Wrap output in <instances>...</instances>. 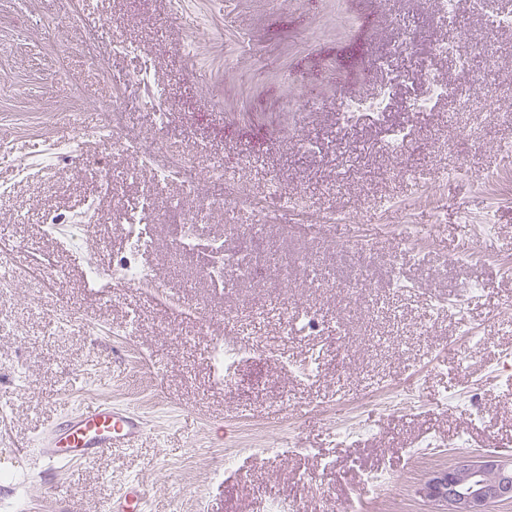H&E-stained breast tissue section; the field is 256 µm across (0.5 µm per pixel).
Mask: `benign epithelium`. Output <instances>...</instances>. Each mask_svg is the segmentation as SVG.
Returning a JSON list of instances; mask_svg holds the SVG:
<instances>
[{
  "instance_id": "benign-epithelium-1",
  "label": "benign epithelium",
  "mask_w": 512,
  "mask_h": 512,
  "mask_svg": "<svg viewBox=\"0 0 512 512\" xmlns=\"http://www.w3.org/2000/svg\"><path fill=\"white\" fill-rule=\"evenodd\" d=\"M491 470L494 482L482 480ZM419 496L437 506V512H491L512 502V457L470 452L450 466L431 471L418 488Z\"/></svg>"
}]
</instances>
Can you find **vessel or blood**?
<instances>
[{
    "label": "vessel or blood",
    "instance_id": "vessel-or-blood-1",
    "mask_svg": "<svg viewBox=\"0 0 512 512\" xmlns=\"http://www.w3.org/2000/svg\"><path fill=\"white\" fill-rule=\"evenodd\" d=\"M146 432V424L133 411L105 402L89 403L61 417L37 439L36 452L50 467L89 462L115 448L132 447ZM146 494L133 482L103 512H143Z\"/></svg>",
    "mask_w": 512,
    "mask_h": 512
}]
</instances>
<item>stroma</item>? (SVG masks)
<instances>
[{"label":"stroma","mask_w":512,"mask_h":512,"mask_svg":"<svg viewBox=\"0 0 512 512\" xmlns=\"http://www.w3.org/2000/svg\"><path fill=\"white\" fill-rule=\"evenodd\" d=\"M500 12L512 13V0H484L453 27L435 0H80L73 11L67 0H0V141L14 154L66 139L62 114L76 109L120 132L204 146L233 167L246 192L300 196L312 213L336 216L315 236L272 206L265 234L291 259L295 288L281 291L268 269L263 287L246 280L221 295L175 247L168 211L179 185L130 174L110 141L88 139L55 174L23 176L0 164V184L9 187L0 214L13 217L0 222V248L21 250L39 267L35 280L0 296V321L11 330L0 335V473L10 475L0 484V512H100L134 480L148 492L145 512H255L261 500L322 512L352 498L363 512H433L416 494L429 471L466 452H512V156L496 148L512 141V84L490 88L496 105L488 110L462 112L448 99L413 112L409 103L423 91L414 72L378 117L340 112L343 101L377 93L384 76L375 60L398 44L400 72L418 59L456 79L458 54L475 55L483 43L496 49L489 68L512 71V31L486 27V16ZM105 20L133 48L110 69L133 76L151 65L165 89L163 118L135 106L113 112L114 88L83 51ZM442 41L457 53L437 55ZM305 83L320 93L299 111L292 101ZM399 126L410 139L396 158L386 143ZM308 139L318 150L305 148ZM102 159L112 194L94 178L71 179L73 168ZM148 192L161 208L140 261L167 289L108 293L102 278L128 250L114 221ZM93 199L100 222L84 252L68 244L71 225L47 232L44 212L76 214ZM255 222L245 208H229L206 234L232 252L241 227ZM399 224L427 225L422 263L406 259ZM352 232L367 236L369 250L339 244ZM90 265L100 280L87 277ZM314 268L330 288L309 287ZM396 268L408 291L390 288ZM357 273L365 285L348 292L343 284ZM466 282L479 291L458 299ZM436 295L458 302L460 318L429 317ZM283 298L342 323L352 342L343 373L330 363L327 335L286 334L274 315L254 319ZM201 301L213 314L205 331L195 314ZM64 307L76 323L52 330ZM244 333L254 355L236 365L231 383H217L216 345ZM450 392L476 399L481 419L442 405ZM95 401L134 409L145 435L133 448L45 469L37 435ZM340 423L356 437H337ZM462 435L467 445H458ZM431 436L443 447L412 454L415 441ZM378 469L399 479L381 499L363 493L364 475Z\"/></svg>","instance_id":"35a3bbf8"}]
</instances>
